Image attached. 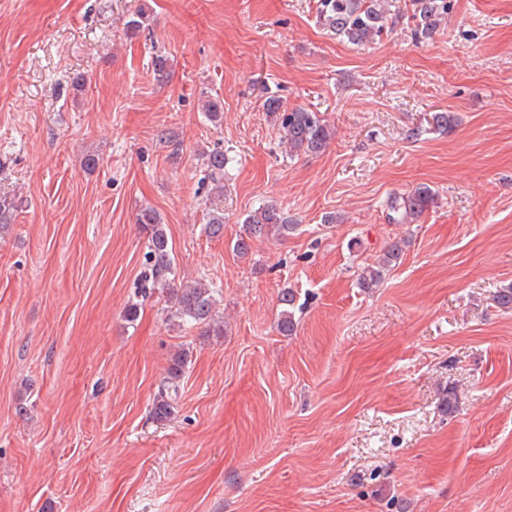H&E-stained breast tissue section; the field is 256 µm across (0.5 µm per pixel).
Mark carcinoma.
<instances>
[{"label": "carcinoma", "mask_w": 512, "mask_h": 512, "mask_svg": "<svg viewBox=\"0 0 512 512\" xmlns=\"http://www.w3.org/2000/svg\"><path fill=\"white\" fill-rule=\"evenodd\" d=\"M452 0H412L413 35L418 39L433 37L452 9ZM391 4L388 0H317L316 19L319 25L353 45H367L388 30ZM266 112L275 119L282 139L288 146V155H314L324 151L334 136V130L320 113L307 108H290L277 97L264 102ZM458 118L451 112L432 114L433 129L441 134L451 132ZM202 165L211 183V191L224 194V173L230 158L220 147L201 154ZM435 203V195L426 186H420L391 207L401 212L400 221L414 223ZM18 202L15 197L0 193V236L11 226ZM136 223L147 238V266L138 281V294L144 298L155 290L162 289L169 295V313L166 320L173 324L198 326L205 335H224V321L218 315L220 293L212 283L200 278L192 282L180 279L172 256V248L160 217L149 207L136 216ZM245 235L234 243L233 250L241 259L252 252V241L265 238L279 240L288 238L297 229L288 212L274 203H266L245 217ZM408 244L405 238L388 244L378 261L363 268L359 284L363 288L378 285L400 260ZM281 311L278 330L283 336L296 332L295 292L290 288L280 291L278 297ZM190 362V351L180 349L170 358L167 376L161 381L154 395L150 417L154 421H165L175 413L179 398L180 380Z\"/></svg>", "instance_id": "1"}]
</instances>
